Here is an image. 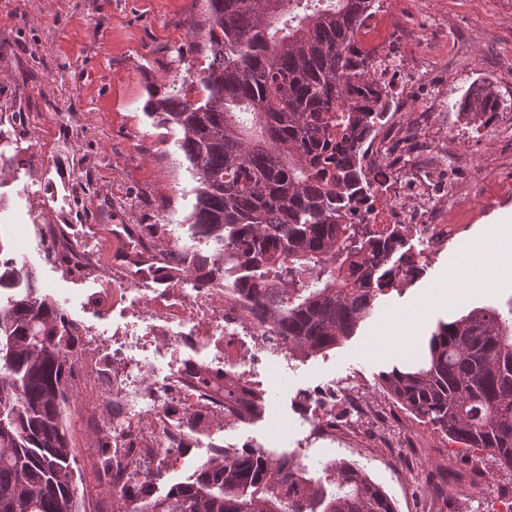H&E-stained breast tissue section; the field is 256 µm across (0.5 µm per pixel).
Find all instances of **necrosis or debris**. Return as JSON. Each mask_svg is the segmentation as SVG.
I'll return each mask as SVG.
<instances>
[{"label":"necrosis or debris","instance_id":"necrosis-or-debris-1","mask_svg":"<svg viewBox=\"0 0 512 512\" xmlns=\"http://www.w3.org/2000/svg\"><path fill=\"white\" fill-rule=\"evenodd\" d=\"M356 45L370 57L387 108L365 139L360 163L373 190L350 213L349 223L365 224L376 234L397 231L381 268L386 281L400 285L419 279L426 267L470 230L475 173L485 181L512 176V113L489 112L476 118L461 112L449 126L443 107L446 87L430 83L431 68L423 37L404 13L371 16L359 29ZM494 143L491 162L478 166L463 141ZM112 239V283L157 306L122 315L108 337L80 329L73 345L84 352V380L78 391L94 406L80 438H112L108 465L86 458L92 476L106 482L115 498L151 496L145 467L168 463L186 448L233 459L220 434L202 435L180 412L195 408L200 417L223 414L226 422H247L260 408L263 391L242 349L287 353L275 343L251 303L232 286L184 288L162 276L153 237L135 224H116ZM122 360L113 369V360ZM300 416L311 442L354 449L361 442L391 448L411 460L419 435L391 399L364 401L350 383L321 387L309 394Z\"/></svg>","mask_w":512,"mask_h":512}]
</instances>
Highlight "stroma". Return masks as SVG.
I'll list each match as a JSON object with an SVG mask.
<instances>
[{
  "label": "stroma",
  "instance_id": "1",
  "mask_svg": "<svg viewBox=\"0 0 512 512\" xmlns=\"http://www.w3.org/2000/svg\"><path fill=\"white\" fill-rule=\"evenodd\" d=\"M205 0H0V114L28 112L33 122L12 132L25 145L9 176L0 181V248L33 271L43 292L72 318L98 332L112 326V311L124 298L107 293L99 274H76L48 261L38 238L17 244L14 228L64 220L72 237L98 248L110 262L112 224H156L163 241L185 236L197 184L187 170L174 132L146 112L152 88L178 91L184 66L204 60L192 47ZM413 13L428 31L433 59H447L448 100L473 85L493 80L512 96V0H415ZM71 113L79 125L71 135L53 128L50 115ZM86 167L99 193L74 208L71 185ZM481 212L473 228L410 285L381 296L353 336L335 347L304 355L272 351L252 358L265 390L264 406L242 427L209 420L239 446L298 460L306 478H323L326 463L345 459L334 445L301 449L305 428L297 407L308 390L347 377L361 380L372 396L383 394L384 374L419 360L438 322L477 307L512 306V198H487L475 187ZM419 463L397 472L385 468L381 449L365 448L353 462L394 499L397 512H416L420 502L437 512H498L500 492L512 490V472L486 457L463 464L458 445L423 419Z\"/></svg>",
  "mask_w": 512,
  "mask_h": 512
}]
</instances>
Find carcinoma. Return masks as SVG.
<instances>
[{"mask_svg":"<svg viewBox=\"0 0 512 512\" xmlns=\"http://www.w3.org/2000/svg\"><path fill=\"white\" fill-rule=\"evenodd\" d=\"M206 3L193 48L207 67L183 77L177 93H152L147 110L178 132L197 182L189 239L215 248L167 251L197 283L241 291L288 351L330 348L389 289L377 273L383 243L347 223L366 198L359 148L383 108L355 40L375 0H331L327 10L304 0ZM193 91L203 100H190ZM503 103L489 82L458 106L479 115ZM1 288L13 293L0 302V512H75L64 416L74 323L32 271L0 257ZM383 388L452 441L512 469V306L438 323L422 363L393 369ZM325 471L330 495L286 461L254 451L215 458L134 512H395L357 466L336 460Z\"/></svg>","mask_w":512,"mask_h":512,"instance_id":"1","label":"carcinoma"}]
</instances>
